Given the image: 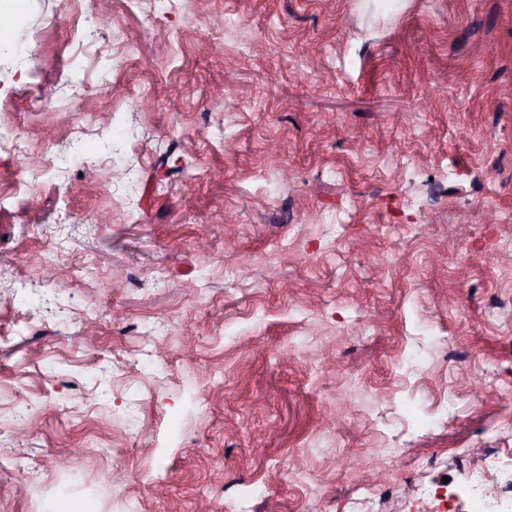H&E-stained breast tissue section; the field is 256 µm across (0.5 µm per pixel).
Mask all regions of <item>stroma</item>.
<instances>
[{
    "mask_svg": "<svg viewBox=\"0 0 512 512\" xmlns=\"http://www.w3.org/2000/svg\"><path fill=\"white\" fill-rule=\"evenodd\" d=\"M21 2L0 512H446L512 455V0Z\"/></svg>",
    "mask_w": 512,
    "mask_h": 512,
    "instance_id": "obj_1",
    "label": "stroma"
}]
</instances>
